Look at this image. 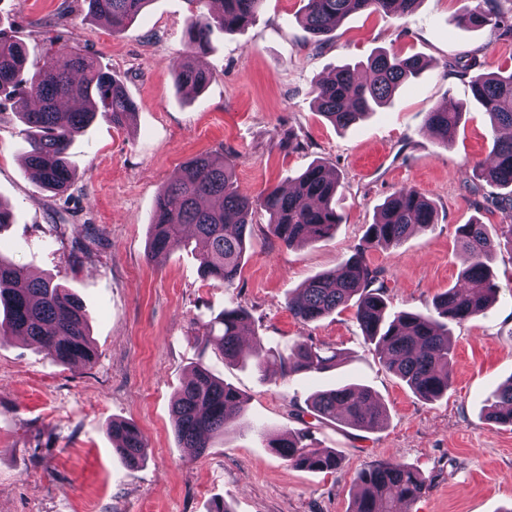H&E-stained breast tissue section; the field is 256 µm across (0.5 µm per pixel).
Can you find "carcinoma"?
<instances>
[{"label": "carcinoma", "instance_id": "carcinoma-1", "mask_svg": "<svg viewBox=\"0 0 512 512\" xmlns=\"http://www.w3.org/2000/svg\"><path fill=\"white\" fill-rule=\"evenodd\" d=\"M93 18L119 34L150 0H87ZM196 10L186 28L188 51L174 67L178 86L195 93L211 81L200 63L214 31L232 32L255 20L263 0H221L216 12L203 11L206 0H189ZM420 0H307L301 20L308 39L321 45L349 15L371 11L403 17ZM467 25L490 29L496 41H512V0H477L467 13ZM27 51L22 43L0 31V97L9 98L27 126L30 150L26 160L39 186L55 194L67 191L72 180L69 147L74 137L96 116L115 126L130 121L136 102L112 73L84 56L48 54L31 75L23 74ZM368 79L361 81L345 66L329 81L314 86L318 112L334 126L348 127L387 102L403 82L420 74L424 62L380 50L368 57ZM473 98L484 108L494 127H512V71L474 73L468 76ZM463 108L437 107L426 115L429 129L443 147L455 139ZM493 160L478 166L479 177L508 191L502 204L508 223L501 235L512 242V139H493ZM340 177L322 164L310 165L282 192L267 188L257 195L242 192L234 165L221 151L202 153L181 167L178 176L160 189L151 223L149 254L166 253L185 243L183 229H193L202 246L200 268L204 278L230 287L239 276L251 236L249 217L256 209L268 215L267 233L286 247L305 245L329 237L341 218L333 206ZM432 201L415 188L402 187L379 208L378 220L369 225L363 240L333 272L311 277L297 296L288 298V311L303 322H313L352 305L363 336L375 343L380 362L406 383L421 399L436 401L448 393L453 357L448 347V323H461L485 313L496 298L498 286L488 266L496 241L486 225L462 224L457 240L469 255L461 272L463 287L436 296L434 313H388L382 270L371 266L367 253L400 243L414 228L435 223ZM0 342L31 340L54 361L87 365L95 350L88 335V315L79 299L62 286L30 277L22 267L0 255ZM250 318L247 310L226 308L197 327L196 340L215 346L229 362L244 360L241 336ZM340 353L297 342L286 356L278 357L279 376L321 372L336 366ZM244 406L242 394L215 378L203 362L195 363L173 404L175 433L180 448L200 458L209 440L224 433ZM311 408L318 418L373 431L387 420V409L365 387L340 385L316 393ZM487 419L495 425H512V380L488 398ZM112 444L124 465L139 468L147 444L139 429L125 421H112ZM267 447L299 468L334 472L339 467L333 450L313 448L306 434L269 431ZM352 512H406L429 489L416 469L388 460L362 471Z\"/></svg>", "mask_w": 512, "mask_h": 512}]
</instances>
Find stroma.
<instances>
[{
  "label": "stroma",
  "instance_id": "stroma-1",
  "mask_svg": "<svg viewBox=\"0 0 512 512\" xmlns=\"http://www.w3.org/2000/svg\"><path fill=\"white\" fill-rule=\"evenodd\" d=\"M305 3L264 0L247 29L215 33L201 57L212 79L194 95L173 72L185 51L189 0H152L117 35L88 17L85 0H0V28L26 44L30 60L59 48L80 53L121 80L138 106L130 125L99 117L75 138V177L57 196L28 172L24 126L0 102V202L13 214L0 228V251L82 301L97 350L89 366H64L30 342L0 345V512H213L219 503L231 512H351L358 474L391 459L430 485L409 512H512V427L484 417L487 398L512 377V244L500 243L491 261L496 301L479 318L449 325L452 385L434 402L383 366L353 309L305 323L287 308L302 283L354 252L401 187L430 199L437 217L367 254L384 272L390 312L429 309L460 286L468 259L457 227L476 219L494 232L506 221L499 189L475 176L491 160L494 132L460 73L512 70V43L467 26L475 0H420L403 18L352 14L319 46L304 39ZM380 49L426 66L383 108L337 128L317 112L312 85ZM444 104L465 110L447 148L426 125L427 112ZM290 133L305 149L289 148ZM219 149L253 194L287 186L316 162L335 169L342 221L334 235L288 248L267 236L268 216L255 211L245 264L229 288L202 278L196 246L150 257L159 189L191 157ZM62 224L91 233L88 252L60 235ZM237 305L248 310L263 353L285 355L305 341L341 352L340 363L266 380L253 365L200 349L197 322ZM199 360L245 404L193 460L175 438L172 406ZM338 384L375 391L385 424L366 432L318 421L311 395ZM115 420L138 426L148 446L143 467L127 469L113 450ZM267 430L310 431L316 447L339 455L338 470L291 466L266 448Z\"/></svg>",
  "mask_w": 512,
  "mask_h": 512
}]
</instances>
